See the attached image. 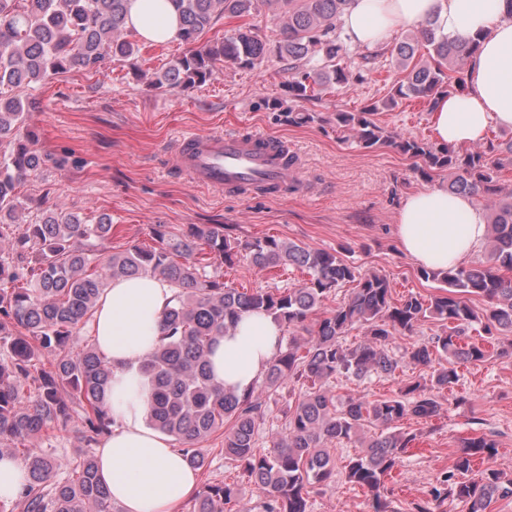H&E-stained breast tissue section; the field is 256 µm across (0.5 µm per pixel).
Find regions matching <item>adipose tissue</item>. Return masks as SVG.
<instances>
[{"label":"adipose tissue","instance_id":"adipose-tissue-1","mask_svg":"<svg viewBox=\"0 0 512 512\" xmlns=\"http://www.w3.org/2000/svg\"><path fill=\"white\" fill-rule=\"evenodd\" d=\"M428 18L449 41L476 45L461 88L439 97L431 112L437 143L457 148L483 141L490 127L512 129V0H352L340 25L351 45L376 48L393 31ZM127 24L152 43L179 38L180 20L170 0H129ZM395 223L402 250L428 269L460 264L487 233L472 197L449 194L444 185L407 196ZM174 295L156 276L113 280L90 326L112 367L107 401L114 425L96 452L98 477L123 512H174L197 485L170 438L147 425L149 384L139 370L160 343ZM281 344L282 329L271 316L246 314L235 332L217 338L212 374L224 387L248 390Z\"/></svg>","mask_w":512,"mask_h":512}]
</instances>
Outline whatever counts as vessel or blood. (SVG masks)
Here are the masks:
<instances>
[{
  "instance_id": "vessel-or-blood-1",
  "label": "vessel or blood",
  "mask_w": 512,
  "mask_h": 512,
  "mask_svg": "<svg viewBox=\"0 0 512 512\" xmlns=\"http://www.w3.org/2000/svg\"><path fill=\"white\" fill-rule=\"evenodd\" d=\"M289 154L287 140L247 128L183 135L170 157L173 167L198 185L275 198L288 184Z\"/></svg>"
}]
</instances>
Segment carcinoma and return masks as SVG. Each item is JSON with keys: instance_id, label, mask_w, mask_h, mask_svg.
<instances>
[{"instance_id": "obj_1", "label": "carcinoma", "mask_w": 512, "mask_h": 512, "mask_svg": "<svg viewBox=\"0 0 512 512\" xmlns=\"http://www.w3.org/2000/svg\"><path fill=\"white\" fill-rule=\"evenodd\" d=\"M128 0H0V140L13 144L0 162V223L16 220V189L40 170L42 157L16 139L25 125L22 101L1 88L18 89L71 68L93 70L108 58L124 60L136 53L126 39ZM179 14L186 54L154 79L174 90L209 80L216 64L253 70L274 52L287 61L288 98L299 102L326 84L343 85L351 74L342 65L347 45L338 26L351 0H171ZM267 8L280 39L270 45L243 24L216 41H201L217 20L245 18ZM472 46L451 43L427 18L396 42L391 56L406 72L379 101L358 112L336 113V129L358 147L393 146L414 160L428 178L448 174V192L485 202L488 210L486 253L473 265L435 271L420 268V278L438 281L439 293H411L392 298L390 281L363 272L327 250L272 236L239 247L222 224H190L182 233L153 228L151 246L107 250L112 224H85L72 213H55L35 224L17 225L6 237L0 231V456H20L27 480L20 498L0 502V512H112L107 488L97 476L94 448L112 432L114 420L105 402L112 369L96 342L78 346L107 281L151 274L177 288L175 303L163 316L160 344L149 353L142 372L151 384L148 423L181 444L188 464L201 469L206 458L197 445L224 432V458L243 467L261 490L263 512H308L310 494L336 477L331 447L343 441L360 451L342 469L353 485L372 496L374 512H393L386 479L416 440L401 422L428 420L440 414V397L460 380L457 364H476L488 346L512 335V190L499 183L498 172L512 165V136L490 150L480 146L465 154L437 147L417 137H400L372 116L402 100L433 105L437 96L461 86L462 69ZM242 261L270 270L294 266L307 279L292 288L242 291L212 276L206 268ZM351 285L347 301L325 311L314 329L307 327L328 295ZM479 297L485 305L472 306ZM260 311L290 334L255 389L236 394L215 383L208 356L216 338L234 331L241 316ZM440 324L427 341L406 351L408 362L430 367L429 378L403 385L381 400H338L327 384L340 376L359 380L393 376L401 359L392 344L411 335L425 320ZM363 340L345 345L355 327ZM478 328L481 340H470ZM303 330L309 337L297 335ZM307 384L294 403L281 409L284 428L271 435L265 450L257 435L270 405L278 404L290 385ZM76 419L78 441L86 449L79 460L61 463L35 442ZM497 442L486 434L461 444L453 463L441 474L432 499L456 498L470 512H493L512 500V476L486 470L469 477L476 462L492 457ZM234 486L206 484L193 498V512H232Z\"/></svg>"}]
</instances>
